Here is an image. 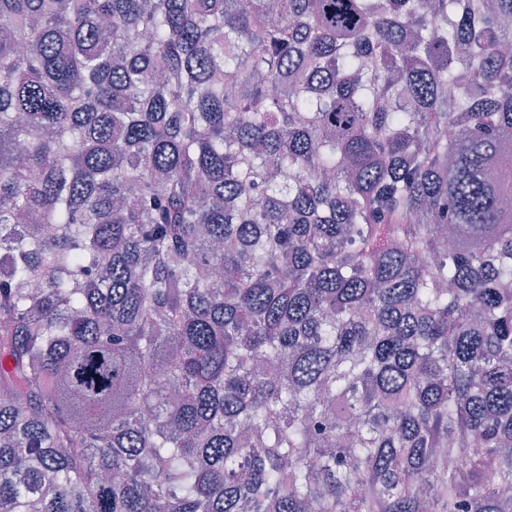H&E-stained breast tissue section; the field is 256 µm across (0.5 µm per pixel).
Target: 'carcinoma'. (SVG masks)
<instances>
[{"instance_id": "carcinoma-1", "label": "carcinoma", "mask_w": 512, "mask_h": 512, "mask_svg": "<svg viewBox=\"0 0 512 512\" xmlns=\"http://www.w3.org/2000/svg\"><path fill=\"white\" fill-rule=\"evenodd\" d=\"M511 200L512 0H0V512H512Z\"/></svg>"}]
</instances>
